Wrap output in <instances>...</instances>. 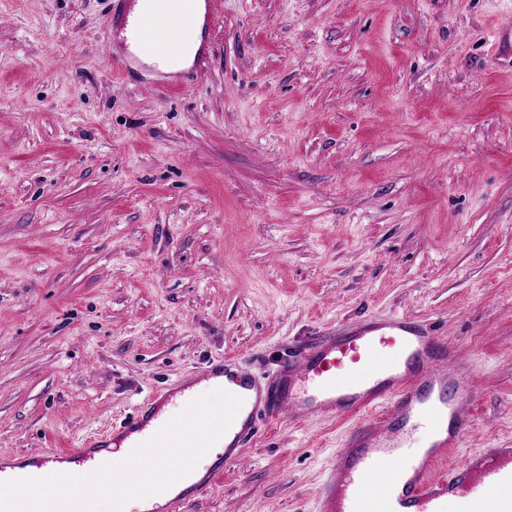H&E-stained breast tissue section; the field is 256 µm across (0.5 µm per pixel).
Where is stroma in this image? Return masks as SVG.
<instances>
[{
    "label": "stroma",
    "instance_id": "35a3bbf8",
    "mask_svg": "<svg viewBox=\"0 0 512 512\" xmlns=\"http://www.w3.org/2000/svg\"><path fill=\"white\" fill-rule=\"evenodd\" d=\"M112 3L0 0V460L372 315L470 371L443 467L512 448V0H210L179 87ZM354 423L260 426L184 512H315Z\"/></svg>",
    "mask_w": 512,
    "mask_h": 512
}]
</instances>
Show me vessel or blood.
Instances as JSON below:
<instances>
[{
  "label": "vessel or blood",
  "mask_w": 512,
  "mask_h": 512,
  "mask_svg": "<svg viewBox=\"0 0 512 512\" xmlns=\"http://www.w3.org/2000/svg\"><path fill=\"white\" fill-rule=\"evenodd\" d=\"M131 34L138 50L160 55L177 65L182 52L178 16L170 0H126ZM157 38H145L147 29ZM453 351L418 320L401 315L369 316L297 350L284 361L273 381L264 383L245 372L238 360L224 356L210 361L202 378H223L224 412L199 417L170 431L162 414L174 396L192 386V379L150 393L118 428L87 441L79 453L89 463L88 474L98 485L134 492L153 481L186 483L170 498L163 512H183L191 498L219 476L209 447L224 441L225 462L242 453L259 418L277 421L287 407L298 406L305 416H342L361 410H382L387 426L363 421L349 432L323 481L316 512H360L368 482L384 477L388 512H440L443 497H457L461 512H512V448H485L460 468L436 470L435 464L459 447L471 421L460 410L474 397L472 383L451 369ZM170 458L162 472L142 463L149 453ZM59 449L42 452L43 471L11 475L0 468V512H64L66 500H45L35 490L55 481ZM393 472H383L386 462ZM206 478L194 481L198 470Z\"/></svg>",
  "instance_id": "obj_1"
}]
</instances>
